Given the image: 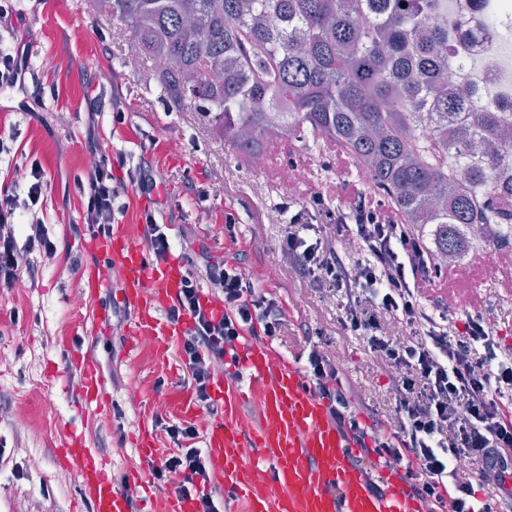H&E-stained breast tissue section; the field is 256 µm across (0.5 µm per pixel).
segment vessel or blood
<instances>
[{
	"label": "vessel or blood",
	"mask_w": 512,
	"mask_h": 512,
	"mask_svg": "<svg viewBox=\"0 0 512 512\" xmlns=\"http://www.w3.org/2000/svg\"><path fill=\"white\" fill-rule=\"evenodd\" d=\"M87 250L104 253L121 279L122 301L134 315L129 352L148 359L146 338L174 339L185 322L163 320L160 311L174 303L186 275L181 258L153 262L147 249L137 244L127 225H113L109 234L90 231ZM80 282L90 297H100L111 283L103 266L80 270ZM69 367L79 381V394L96 412L112 401L104 377L95 363L64 339ZM233 357L247 374V383L227 384L215 377L212 390L220 414L203 418L192 392L180 385L168 389L164 408L187 422H201L206 460L212 483L223 489L226 503L243 512H428L423 500L408 486L380 470L378 480L387 484L385 495L376 494L355 462L360 446L328 414L307 385L295 360L269 343L244 336ZM260 414L258 425L243 417L246 403ZM58 463L78 479L91 512H135L131 498L116 486L110 470L95 461L85 443L59 438ZM266 470H258L257 461ZM192 501L169 493L152 499L148 512H194Z\"/></svg>",
	"instance_id": "vessel-or-blood-1"
}]
</instances>
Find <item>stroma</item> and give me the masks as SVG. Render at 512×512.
<instances>
[{
	"instance_id": "1",
	"label": "stroma",
	"mask_w": 512,
	"mask_h": 512,
	"mask_svg": "<svg viewBox=\"0 0 512 512\" xmlns=\"http://www.w3.org/2000/svg\"><path fill=\"white\" fill-rule=\"evenodd\" d=\"M15 8L11 20L0 24V42L23 43L31 60L27 92L0 93V138L14 137L16 148L8 172L0 173V189L25 194V170L41 164L48 181L45 224L57 254L31 252L17 287L0 293V512H87L77 478L56 459L61 433L82 439L118 479L129 468L147 466L137 450L141 427H151L160 448L171 446L156 420L166 415L160 404L166 388L184 377L177 341L153 340V347L166 351V363L127 358L132 314L113 288L91 301L72 267L101 260L76 242L89 234L76 180L87 175L98 153L112 160L116 223L130 225L136 240H143L141 218L151 211L169 225L173 242L204 248L209 261L240 266L284 309L288 331L278 350L300 355L307 334H319L340 360L363 419L390 421L394 399L387 369L362 340L342 335L335 299L286 264L279 249L286 231L277 220L280 204L302 205L318 190L334 197L356 180L353 165H335V144L305 131L267 144V162L255 168L252 157L225 146L201 109H172L137 59L129 28L96 16L92 0H15ZM94 98L103 110L92 120L88 105ZM116 112L125 113V123L113 124ZM292 158L306 167V179L290 180ZM144 163L157 181L148 196L129 179ZM228 212L239 225L233 237L224 231ZM463 263L470 272L464 294L478 300L502 347L512 351L507 271L482 247L470 249ZM100 304L109 312L99 322L93 312ZM78 321L84 327L74 331L75 341L98 363L112 397L108 417L79 406L77 379L57 344Z\"/></svg>"
}]
</instances>
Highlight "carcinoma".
<instances>
[{"label":"carcinoma","mask_w":512,"mask_h":512,"mask_svg":"<svg viewBox=\"0 0 512 512\" xmlns=\"http://www.w3.org/2000/svg\"><path fill=\"white\" fill-rule=\"evenodd\" d=\"M127 23L178 112L205 105L237 152L309 129L368 171L442 264L512 249V111L448 82V0H94Z\"/></svg>","instance_id":"carcinoma-1"}]
</instances>
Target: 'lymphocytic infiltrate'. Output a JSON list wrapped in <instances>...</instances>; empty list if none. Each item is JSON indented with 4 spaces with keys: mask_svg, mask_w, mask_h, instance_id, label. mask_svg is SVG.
I'll return each instance as SVG.
<instances>
[{
    "mask_svg": "<svg viewBox=\"0 0 512 512\" xmlns=\"http://www.w3.org/2000/svg\"><path fill=\"white\" fill-rule=\"evenodd\" d=\"M26 176L27 201L0 192L1 289L15 288L34 249L56 251L44 224L46 181L39 162L31 163ZM79 189L89 229L108 233L117 197L111 159L94 160ZM346 237L358 241L357 254L335 247V240ZM281 251L303 277L335 297L341 331L362 337L392 372L394 424L371 430L359 421L334 357L319 344L308 345L304 375L332 418L357 442H369L375 464L403 469L410 490L433 512H493V503L512 486V354L499 351L494 329L479 313L468 314L459 326L447 311L427 304V293L453 287L454 268L437 263L391 202L367 195L357 181L345 184L333 209L324 193H314L291 215ZM206 275L224 305L223 316L202 305L191 272L168 318L191 322L178 350L197 402L209 408L215 369L242 333L254 331L271 342L282 335L286 319L279 302L238 267L210 264ZM161 428L173 447L149 462L152 478L194 501L196 512H218L207 490L198 427L165 422ZM475 477L487 488L479 507L471 501ZM449 485L455 494L443 497Z\"/></svg>",
    "mask_w": 512,
    "mask_h": 512,
    "instance_id": "f902f5d3",
    "label": "lymphocytic infiltrate"
}]
</instances>
